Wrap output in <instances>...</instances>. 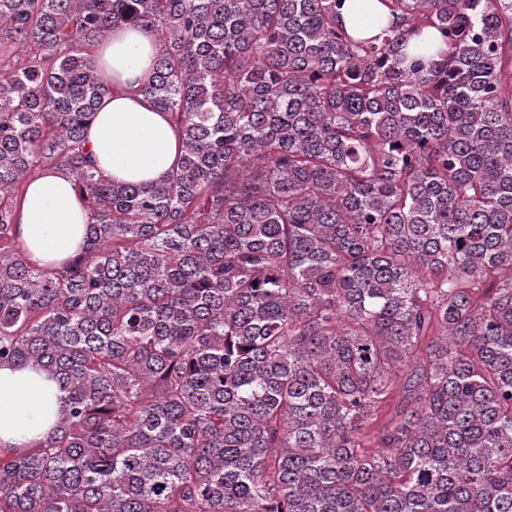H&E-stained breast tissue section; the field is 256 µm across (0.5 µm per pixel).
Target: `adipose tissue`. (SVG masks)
I'll return each mask as SVG.
<instances>
[{"mask_svg":"<svg viewBox=\"0 0 512 512\" xmlns=\"http://www.w3.org/2000/svg\"><path fill=\"white\" fill-rule=\"evenodd\" d=\"M112 95L86 131L98 167L117 182L160 180L178 162L180 134L166 113L133 94L154 62L152 39L130 27L114 29L100 48ZM90 214L72 182L47 171L29 182L15 211V234L40 263L60 266L80 251ZM62 393L44 374L0 367V447L22 448L51 433Z\"/></svg>","mask_w":512,"mask_h":512,"instance_id":"ef3b65f1","label":"adipose tissue"}]
</instances>
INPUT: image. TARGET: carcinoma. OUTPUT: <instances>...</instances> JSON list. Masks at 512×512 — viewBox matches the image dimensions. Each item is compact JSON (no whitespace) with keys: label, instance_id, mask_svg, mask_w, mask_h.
Masks as SVG:
<instances>
[{"label":"carcinoma","instance_id":"carcinoma-1","mask_svg":"<svg viewBox=\"0 0 512 512\" xmlns=\"http://www.w3.org/2000/svg\"><path fill=\"white\" fill-rule=\"evenodd\" d=\"M337 2L0 0V365L64 392L0 512H512V0ZM123 25L149 184L86 146ZM33 170L92 217L55 269ZM100 54L117 89L104 98L87 128L93 159L114 181H158L179 160L180 134L165 112L130 90L152 70V39L139 29L117 28ZM90 221L72 182L46 171L27 184L14 227L32 259L58 267L79 253Z\"/></svg>","mask_w":512,"mask_h":512}]
</instances>
